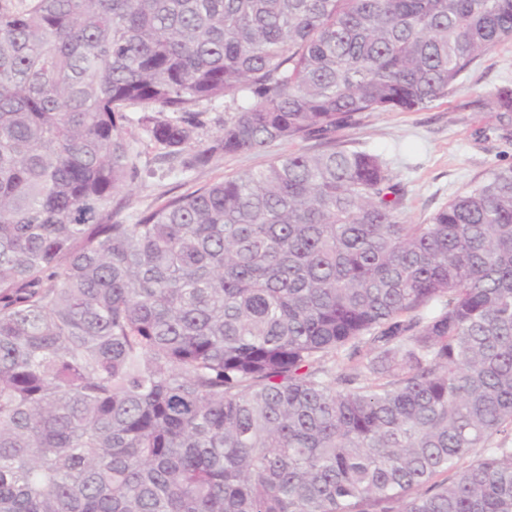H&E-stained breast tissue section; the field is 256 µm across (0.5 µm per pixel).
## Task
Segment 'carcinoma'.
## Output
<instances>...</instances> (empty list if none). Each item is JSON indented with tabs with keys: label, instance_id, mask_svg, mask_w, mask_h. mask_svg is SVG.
I'll return each instance as SVG.
<instances>
[{
	"label": "carcinoma",
	"instance_id": "cac0c4a2",
	"mask_svg": "<svg viewBox=\"0 0 512 512\" xmlns=\"http://www.w3.org/2000/svg\"><path fill=\"white\" fill-rule=\"evenodd\" d=\"M509 39L512 0H0V512H512V165L421 224L334 142L112 209L133 106L191 170ZM198 110L205 112L201 115V119L205 122V126L202 129L197 130L196 138L197 141L206 144L209 142L215 131L214 121H216L217 118H224V103L216 105V109L207 103H202L198 107Z\"/></svg>",
	"mask_w": 512,
	"mask_h": 512
}]
</instances>
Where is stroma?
I'll return each instance as SVG.
<instances>
[{"label":"stroma","instance_id":"obj_1","mask_svg":"<svg viewBox=\"0 0 512 512\" xmlns=\"http://www.w3.org/2000/svg\"><path fill=\"white\" fill-rule=\"evenodd\" d=\"M506 84H512V41L478 59L448 97L430 109L366 113L338 129L335 138L386 160L404 190L401 215L418 224L490 167L512 163V142L495 138L480 142L473 135L475 128L494 121L491 110L479 108L478 100ZM128 114L131 122L123 135L134 149L137 176L112 200L125 218L203 185L265 167L278 156L326 147L323 136L312 134L274 143L260 153L218 154L206 167L183 172L158 159L145 140L137 123L141 108H129Z\"/></svg>","mask_w":512,"mask_h":512}]
</instances>
